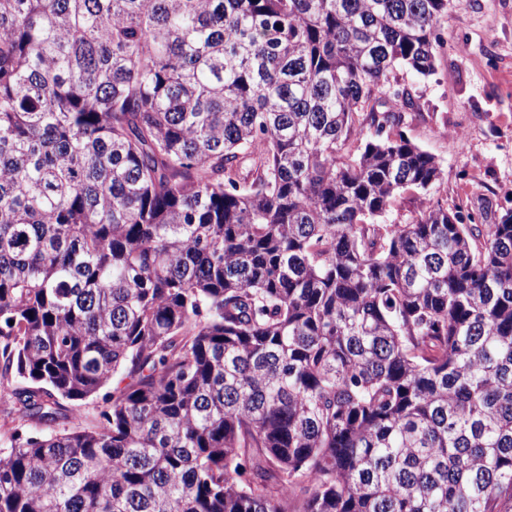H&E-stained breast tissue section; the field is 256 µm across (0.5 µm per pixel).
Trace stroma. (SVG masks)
Listing matches in <instances>:
<instances>
[{"mask_svg": "<svg viewBox=\"0 0 512 512\" xmlns=\"http://www.w3.org/2000/svg\"><path fill=\"white\" fill-rule=\"evenodd\" d=\"M442 37L435 75L403 74L419 111L401 131L439 160L445 206L494 217L512 208V0H461Z\"/></svg>", "mask_w": 512, "mask_h": 512, "instance_id": "obj_1", "label": "stroma"}]
</instances>
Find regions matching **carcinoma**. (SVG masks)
<instances>
[{"mask_svg": "<svg viewBox=\"0 0 512 512\" xmlns=\"http://www.w3.org/2000/svg\"><path fill=\"white\" fill-rule=\"evenodd\" d=\"M454 2L0 0V512H512V209L387 221ZM103 406L104 404L101 397H91L84 401L77 402L75 414L79 416V423L85 427L93 426Z\"/></svg>", "mask_w": 512, "mask_h": 512, "instance_id": "1", "label": "carcinoma"}]
</instances>
